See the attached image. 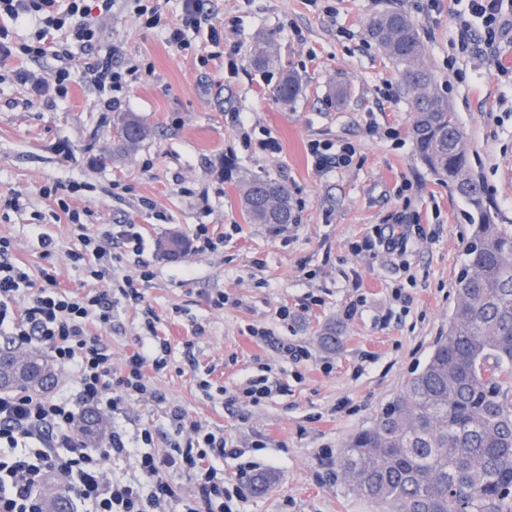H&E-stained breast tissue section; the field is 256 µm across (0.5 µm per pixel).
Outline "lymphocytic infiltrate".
I'll return each instance as SVG.
<instances>
[{"instance_id":"lymphocytic-infiltrate-1","label":"lymphocytic infiltrate","mask_w":512,"mask_h":512,"mask_svg":"<svg viewBox=\"0 0 512 512\" xmlns=\"http://www.w3.org/2000/svg\"><path fill=\"white\" fill-rule=\"evenodd\" d=\"M116 0H0V66L11 60H38L67 55L78 45L89 57L82 73L59 67L34 76L15 69L17 81L27 84L33 96L48 94L63 98L76 79L111 90L101 101L104 111L118 104L116 91L134 77L135 68L119 69L110 60L93 57L100 38L97 19L109 18ZM134 15L144 27H163L171 47H191L188 31H205L212 45L223 36L219 26L202 8V0H183L182 13L174 23H162L156 0H132ZM33 25L26 42H17L12 25ZM316 171L343 169L353 161L355 147L348 142L313 139L307 145ZM84 189L77 182L43 188L44 197L55 204L54 219H65L78 230L79 249L68 252L72 264L83 267L95 280L94 288L74 293L60 288L53 268L40 272L33 282L26 266L17 259V247L0 236V338L13 348L33 345L46 348L62 367L74 369L75 395L57 392L38 395L21 390L0 391V512H43L49 484L58 482L71 503L84 504L89 512H236L240 488L227 483L220 463L239 460V475L246 478L260 471L259 462L245 459L223 429L211 428L191 418L177 404L166 410L173 433L166 449L155 447V434L142 429L140 447H127L119 432H111L106 448L91 452L80 435V407L91 406L111 416L127 410L131 401H164V394L151 381L152 373L168 366L171 346L156 332L157 316L145 303L144 289L153 279L150 262L143 260V236L134 224H120L104 236L90 233L81 221L82 212L72 204ZM425 236L420 223L398 218L393 224L375 225L363 241L365 249L404 257L412 243ZM125 256L137 257L136 275L113 281L112 264ZM140 307L148 337L138 339L124 356L120 370L112 368V346L106 338L119 303ZM204 394H225L230 401L257 406L282 389L271 374L229 392L208 377L197 380ZM37 452H30V445ZM131 458L138 476L133 480L112 478L105 463ZM190 487H183V480Z\"/></svg>"}]
</instances>
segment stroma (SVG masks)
Wrapping results in <instances>:
<instances>
[{
  "label": "stroma",
  "instance_id": "stroma-1",
  "mask_svg": "<svg viewBox=\"0 0 512 512\" xmlns=\"http://www.w3.org/2000/svg\"><path fill=\"white\" fill-rule=\"evenodd\" d=\"M204 10L224 25L221 56L205 66L199 58L210 45L198 40L193 50L175 51L161 29L141 26L123 0L102 22L94 53L117 68L137 66L135 80L119 94L121 109L150 130L125 155L112 154L113 115L101 111L91 84L76 81L66 100L46 105L10 74L0 75V196L16 191L24 203L19 212L0 204V236L16 242L32 277L51 263L66 289L93 287L67 258L79 246L71 225L47 222L57 245L50 260L30 227L33 212L52 206L43 187L87 184L75 205L89 209L91 232L130 222L144 235V256L155 272L145 301L172 349L155 387L192 418L223 429L235 446L254 449L274 477L265 494L246 492L239 512H373L336 477L331 458L372 424L447 334L471 208L419 160L409 98L393 63L368 37L367 23L391 11L415 23L438 92L458 115L473 170L502 224H512V32L486 43L467 0H441L436 11L429 0H205ZM465 21L473 37L463 50ZM261 37L273 40L281 70L299 81L289 104L274 95L277 76L250 62ZM232 48L233 73L223 59ZM341 85L348 89L342 102L335 98ZM386 86L392 98L382 97ZM389 128L397 139L385 137ZM313 139L352 143V165L317 172L307 152ZM268 141L274 149H265ZM59 142L69 145L71 158L55 152ZM254 176L288 185L295 223L248 222L240 189ZM404 182L410 189L401 196ZM399 214L419 216L427 233L404 261L352 251L374 225ZM200 224L223 234L216 251L191 249ZM171 235L185 242L172 257L160 249ZM220 289L231 301L217 309L208 297ZM310 295L320 304L305 306ZM354 302L358 312L345 316ZM283 305L295 311L294 320L277 319ZM199 324L205 332L197 338ZM252 326L301 347L306 358L282 359L270 342L249 335ZM328 331L340 347L321 344ZM142 333L139 308L119 304L110 333L113 367ZM190 338L194 367L183 353ZM269 366L285 390L256 407H229L219 395L206 399L194 380L196 369L208 368L212 381L232 391ZM165 411V404L136 402L111 425L131 448L141 426L153 425L163 448Z\"/></svg>",
  "mask_w": 512,
  "mask_h": 512
}]
</instances>
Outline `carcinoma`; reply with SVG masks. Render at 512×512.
<instances>
[{"label":"carcinoma","instance_id":"carcinoma-1","mask_svg":"<svg viewBox=\"0 0 512 512\" xmlns=\"http://www.w3.org/2000/svg\"><path fill=\"white\" fill-rule=\"evenodd\" d=\"M367 28L411 97L419 159L467 200L473 230L455 280L448 335L373 424L343 445L336 473L379 512H512V225L495 223L457 115L430 91L435 78L414 22L383 13ZM251 60L266 72L276 69L272 40H257ZM298 92V79L290 73L274 88L284 105ZM112 131L118 155L149 136L129 112L116 116ZM241 205L251 224L294 221L288 188L266 177L244 184ZM55 380L43 356L34 353L22 362L17 353L0 351V389L44 392ZM79 428L88 442L103 435L106 422L87 408Z\"/></svg>","mask_w":512,"mask_h":512}]
</instances>
